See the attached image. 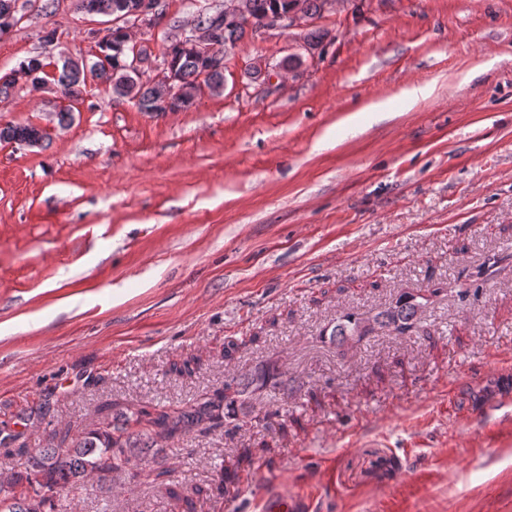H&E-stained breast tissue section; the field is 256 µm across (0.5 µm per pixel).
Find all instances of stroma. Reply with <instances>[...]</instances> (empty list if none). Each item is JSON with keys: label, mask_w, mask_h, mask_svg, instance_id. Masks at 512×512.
<instances>
[{"label": "stroma", "mask_w": 512, "mask_h": 512, "mask_svg": "<svg viewBox=\"0 0 512 512\" xmlns=\"http://www.w3.org/2000/svg\"><path fill=\"white\" fill-rule=\"evenodd\" d=\"M224 5L160 0L133 38L161 62ZM24 13L0 77L93 58L112 25L74 0ZM313 26L323 54L301 29L246 35L223 92L178 112L102 83L72 105L0 98V128L49 135L0 142V482L16 448L69 445L113 405L175 407L273 366L288 384L255 395L257 418L168 441L111 492L89 479L73 512H263L281 490L313 512H512V0H338ZM291 55L289 75L251 78ZM403 292L425 297L426 335L330 341ZM229 336L246 342L231 360ZM224 470L237 491L218 497ZM48 138L49 135L44 129L31 124L7 126L0 129V141L24 144L29 147L41 146Z\"/></svg>", "instance_id": "35a3bbf8"}]
</instances>
